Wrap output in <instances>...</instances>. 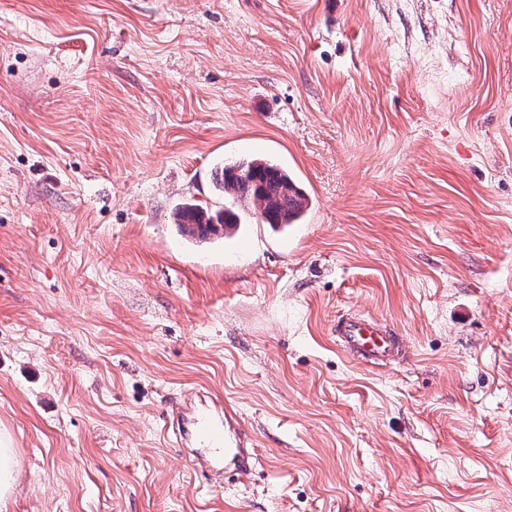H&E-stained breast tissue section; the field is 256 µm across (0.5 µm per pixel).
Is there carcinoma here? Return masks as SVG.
I'll return each mask as SVG.
<instances>
[{"label": "carcinoma", "mask_w": 512, "mask_h": 512, "mask_svg": "<svg viewBox=\"0 0 512 512\" xmlns=\"http://www.w3.org/2000/svg\"><path fill=\"white\" fill-rule=\"evenodd\" d=\"M215 191L260 212L262 223L274 227L298 224L304 218L308 197L295 178L280 166L252 159L227 164L215 170ZM175 224L185 237L206 240L219 234V228H233L236 214L211 210L206 204L188 203L178 208Z\"/></svg>", "instance_id": "obj_1"}]
</instances>
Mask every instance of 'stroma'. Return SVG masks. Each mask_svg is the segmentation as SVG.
Masks as SVG:
<instances>
[{
  "label": "stroma",
  "mask_w": 512,
  "mask_h": 512,
  "mask_svg": "<svg viewBox=\"0 0 512 512\" xmlns=\"http://www.w3.org/2000/svg\"><path fill=\"white\" fill-rule=\"evenodd\" d=\"M212 395L248 475L163 432ZM0 435L7 512H512V0H0ZM213 185L218 193L251 206L256 213L258 210L262 223L274 227L299 224L308 206V197L295 178L265 159L219 167L214 172ZM216 219L222 229L233 228L236 225V214L229 210H214L211 212L207 203H188L179 207L175 213V222L178 231L185 237L203 241L211 235H218L219 230L211 223ZM340 346L357 360L386 363L393 355L397 336L383 323L372 318L349 315L336 323ZM10 445L0 438V502H4L10 494L11 472L15 465Z\"/></svg>",
  "instance_id": "35a3bbf8"
}]
</instances>
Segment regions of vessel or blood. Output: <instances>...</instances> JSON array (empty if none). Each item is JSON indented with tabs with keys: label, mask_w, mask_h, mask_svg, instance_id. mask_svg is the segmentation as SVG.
<instances>
[{
	"label": "vessel or blood",
	"mask_w": 512,
	"mask_h": 512,
	"mask_svg": "<svg viewBox=\"0 0 512 512\" xmlns=\"http://www.w3.org/2000/svg\"><path fill=\"white\" fill-rule=\"evenodd\" d=\"M336 337L342 348L357 360L368 363L389 361L397 344L389 327L356 315L337 322ZM174 435L178 442L195 447L193 461L197 466L213 469L230 457L237 460L239 472L249 469V451L236 431L225 430L223 415L203 407L181 412Z\"/></svg>",
	"instance_id": "obj_1"
}]
</instances>
